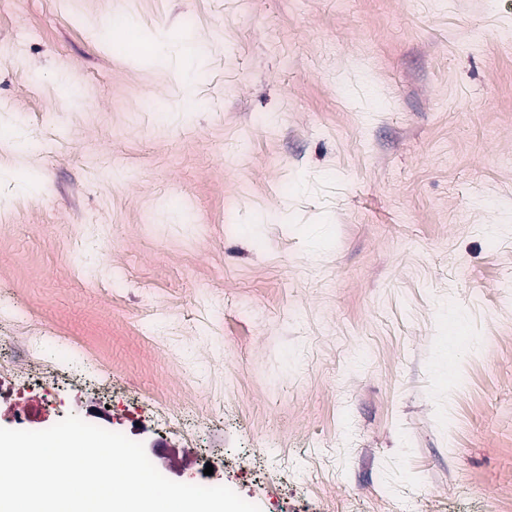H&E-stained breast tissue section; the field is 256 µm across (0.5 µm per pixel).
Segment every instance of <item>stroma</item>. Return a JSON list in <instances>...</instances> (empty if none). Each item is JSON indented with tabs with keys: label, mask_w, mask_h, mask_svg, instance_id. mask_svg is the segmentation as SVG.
Here are the masks:
<instances>
[{
	"label": "stroma",
	"mask_w": 512,
	"mask_h": 512,
	"mask_svg": "<svg viewBox=\"0 0 512 512\" xmlns=\"http://www.w3.org/2000/svg\"><path fill=\"white\" fill-rule=\"evenodd\" d=\"M117 17L203 46L194 111ZM8 46L55 134L0 141V359L36 328L113 391L5 383L0 428L74 415L261 512H512V0H0Z\"/></svg>",
	"instance_id": "1"
}]
</instances>
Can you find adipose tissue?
Instances as JSON below:
<instances>
[{
	"label": "adipose tissue",
	"mask_w": 512,
	"mask_h": 512,
	"mask_svg": "<svg viewBox=\"0 0 512 512\" xmlns=\"http://www.w3.org/2000/svg\"><path fill=\"white\" fill-rule=\"evenodd\" d=\"M121 49L141 59L166 56L176 59L183 106H191L195 99V74L202 62V55L191 38L169 41L165 35L146 36L141 34L133 21H126L120 28Z\"/></svg>",
	"instance_id": "obj_1"
}]
</instances>
